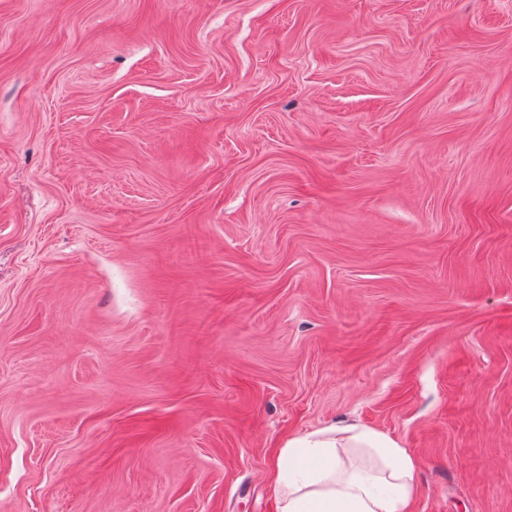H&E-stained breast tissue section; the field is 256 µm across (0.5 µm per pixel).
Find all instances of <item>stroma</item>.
Returning <instances> with one entry per match:
<instances>
[{
  "label": "stroma",
  "mask_w": 512,
  "mask_h": 512,
  "mask_svg": "<svg viewBox=\"0 0 512 512\" xmlns=\"http://www.w3.org/2000/svg\"><path fill=\"white\" fill-rule=\"evenodd\" d=\"M335 423L512 512V0H0V512H279Z\"/></svg>",
  "instance_id": "35a3bbf8"
}]
</instances>
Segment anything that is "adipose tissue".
<instances>
[{
	"mask_svg": "<svg viewBox=\"0 0 512 512\" xmlns=\"http://www.w3.org/2000/svg\"><path fill=\"white\" fill-rule=\"evenodd\" d=\"M417 473L398 442L345 424L288 440L273 478L279 512H409Z\"/></svg>",
	"mask_w": 512,
	"mask_h": 512,
	"instance_id": "adipose-tissue-1",
	"label": "adipose tissue"
}]
</instances>
